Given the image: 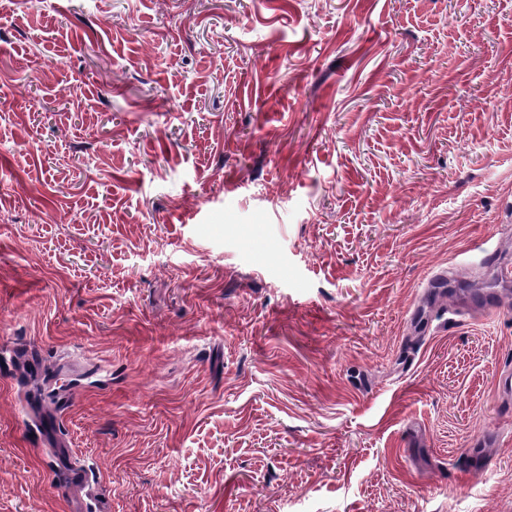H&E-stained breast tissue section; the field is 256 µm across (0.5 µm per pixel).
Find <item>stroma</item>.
Masks as SVG:
<instances>
[{"instance_id": "stroma-1", "label": "stroma", "mask_w": 512, "mask_h": 512, "mask_svg": "<svg viewBox=\"0 0 512 512\" xmlns=\"http://www.w3.org/2000/svg\"><path fill=\"white\" fill-rule=\"evenodd\" d=\"M0 210V512L512 496V0H0Z\"/></svg>"}]
</instances>
